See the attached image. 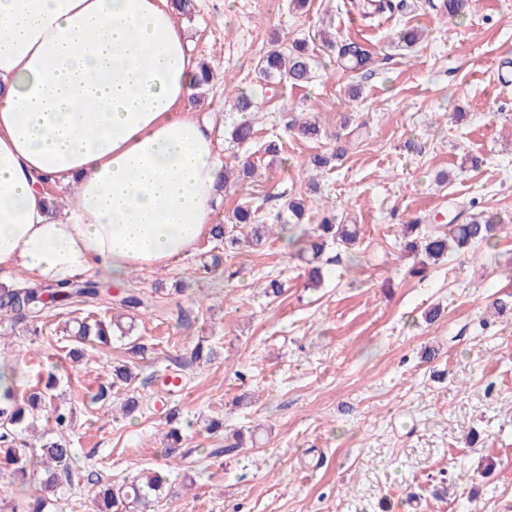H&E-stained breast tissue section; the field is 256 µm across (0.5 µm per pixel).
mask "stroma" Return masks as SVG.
<instances>
[{"instance_id": "1", "label": "stroma", "mask_w": 512, "mask_h": 512, "mask_svg": "<svg viewBox=\"0 0 512 512\" xmlns=\"http://www.w3.org/2000/svg\"><path fill=\"white\" fill-rule=\"evenodd\" d=\"M194 3L180 22L215 79L187 109L212 118L220 165L248 157L257 167L223 187L215 223L247 201L273 224L300 196L306 227L332 215L358 225L361 243L328 248L324 281L310 288L285 233L230 252L205 236L167 268L119 281L164 307L135 313L129 334L88 344L79 363L63 328L83 311L0 319V357L20 360L23 389L55 373L59 401L73 411L67 512H85L97 480L118 484L149 469L164 470L173 491L150 512H512V310L491 306L512 293V81L499 79L512 62V0H471L455 21L416 0L413 11L371 24L351 0L301 9L292 0ZM406 28L422 31L419 43L399 42ZM326 33L364 44L376 73H343L322 44ZM274 40L308 42L317 60L308 83L260 88L255 65ZM352 84L358 97L348 94ZM229 91L258 96L250 144L230 139L240 116ZM306 115L318 119L320 140L291 130ZM276 137L279 153L266 154ZM340 141L346 156L310 179V156ZM462 212L496 217V249L410 276L417 258L399 247L404 225H446ZM228 267L239 276L227 279ZM273 279L284 291L265 297ZM199 342L212 360H191ZM122 365L134 371L132 384L108 404L91 402ZM169 375L181 380L171 393ZM130 396L140 407L126 416ZM174 412L189 427L169 452ZM208 419L221 428L206 431ZM248 428L254 446L210 457ZM441 481L448 492L434 495Z\"/></svg>"}]
</instances>
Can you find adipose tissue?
Here are the masks:
<instances>
[{
    "label": "adipose tissue",
    "mask_w": 512,
    "mask_h": 512,
    "mask_svg": "<svg viewBox=\"0 0 512 512\" xmlns=\"http://www.w3.org/2000/svg\"><path fill=\"white\" fill-rule=\"evenodd\" d=\"M198 75L169 0H0V267L118 280L187 255L224 176L185 109Z\"/></svg>",
    "instance_id": "1"
}]
</instances>
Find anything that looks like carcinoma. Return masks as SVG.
Segmentation results:
<instances>
[{"mask_svg": "<svg viewBox=\"0 0 512 512\" xmlns=\"http://www.w3.org/2000/svg\"><path fill=\"white\" fill-rule=\"evenodd\" d=\"M469 0H442V12L449 18H462L469 10ZM359 13L367 18L395 8L393 0H361L357 4ZM340 69L358 72L374 64L372 54L357 42H346L337 46ZM315 58L309 53L304 41L293 44L288 51L270 49L258 60L256 78L258 82L269 83L285 79L295 85L307 82ZM253 127L242 120L232 127L231 139L237 144H246L253 139ZM347 153L346 146L336 141V149L330 156L314 155L310 163L314 171L329 166L333 159H340ZM498 225L493 217H473L461 224L448 225L443 231L434 224H408L403 234L404 250L411 254H422L427 260L437 261L450 254H459L475 246H495L494 237ZM268 225L260 223L258 209L249 204L237 206L227 224H219L213 237L224 240V246L234 248L245 239L254 246L263 243ZM358 240L357 231L351 224H338L333 216H324L317 228L309 233L288 238L293 255L306 264L307 285L318 287L322 280L321 256L326 248L354 245ZM121 308L139 310L147 308L148 301L140 294L128 291L118 299ZM112 304L108 291L96 282H40L23 288L0 289V314L13 320L41 319L49 309H68L77 306L106 308ZM112 333V321L84 318L77 323L74 333V347L70 357L83 355L82 345L97 341L108 343ZM57 378L50 374L43 387L26 394L9 390L0 396V471L9 474L12 482L26 490L34 491L17 503L0 501V512H63L71 490V464L73 449L63 437L42 443L39 449L29 444L18 446L14 441L19 432L31 427L39 414L47 413L46 421L57 431L69 427L68 414L54 404L53 391ZM166 478L157 472H143L138 476L114 486L110 483L97 484L90 502L91 512H133L141 505L149 504L165 495Z\"/></svg>", "mask_w": 512, "mask_h": 512, "instance_id": "1", "label": "carcinoma"}]
</instances>
